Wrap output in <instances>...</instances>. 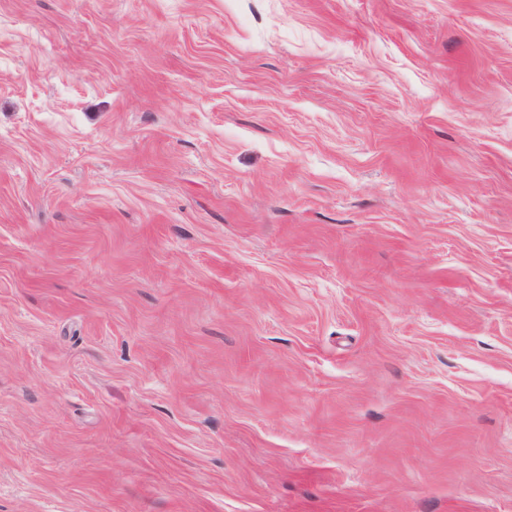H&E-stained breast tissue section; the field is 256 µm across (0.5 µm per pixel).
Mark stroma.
I'll return each mask as SVG.
<instances>
[{
	"mask_svg": "<svg viewBox=\"0 0 512 512\" xmlns=\"http://www.w3.org/2000/svg\"><path fill=\"white\" fill-rule=\"evenodd\" d=\"M0 512H512V0H0Z\"/></svg>",
	"mask_w": 512,
	"mask_h": 512,
	"instance_id": "stroma-1",
	"label": "stroma"
}]
</instances>
